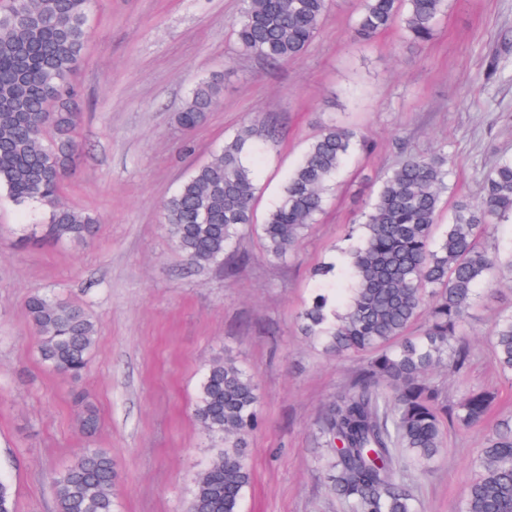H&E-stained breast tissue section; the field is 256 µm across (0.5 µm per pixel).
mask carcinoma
I'll use <instances>...</instances> for the list:
<instances>
[{"label":"carcinoma","instance_id":"carcinoma-1","mask_svg":"<svg viewBox=\"0 0 512 512\" xmlns=\"http://www.w3.org/2000/svg\"><path fill=\"white\" fill-rule=\"evenodd\" d=\"M92 0H6L0 4V193L17 205L39 204L47 223L26 239L82 243L98 218L62 202L63 179L79 142L78 92L70 81L86 51ZM331 0H242L235 23L240 51L273 62L301 56L320 32ZM448 0H361L352 42L368 46L390 30L395 49L423 47L435 36ZM224 94V74L190 90L176 122L203 124ZM254 123L224 140L194 168L163 208L175 247L195 266L224 263L244 228L253 223L258 192L253 170ZM356 128L331 119L289 174L280 202L259 225L266 257L285 261L317 223L325 195L349 158L368 148ZM450 159L440 150L408 156L383 174L352 227L356 244L345 251L346 287L318 288L298 313L304 335L336 357L361 354L367 367L324 413L317 444L330 449L328 483L346 512H414L415 486L407 460L430 462L446 445L447 424L482 423L496 394L464 380L470 310L497 280L512 272V248L495 242L496 223L512 216V159L484 175L476 200L462 198L436 232ZM41 362L70 381L82 378L95 345L96 324L82 307L39 290L25 302ZM422 321L416 333L411 327ZM499 370L512 381V310L497 319L491 340ZM461 378L448 406L433 374ZM254 376L230 357H217L198 388L194 415L221 441L198 474L187 512H240L252 473L244 459L258 426ZM83 430L100 418L83 408ZM480 477L458 512H512V420L495 424L477 459ZM112 455L85 448L51 476L56 512H117Z\"/></svg>","mask_w":512,"mask_h":512}]
</instances>
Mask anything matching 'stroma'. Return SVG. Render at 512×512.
<instances>
[{"instance_id":"1","label":"stroma","mask_w":512,"mask_h":512,"mask_svg":"<svg viewBox=\"0 0 512 512\" xmlns=\"http://www.w3.org/2000/svg\"><path fill=\"white\" fill-rule=\"evenodd\" d=\"M240 0H95L85 58L72 76L82 95L83 146L64 179L68 205L96 214L85 243L19 240L42 223L38 207L0 195V479L16 512H55L48 476L76 449L111 451L118 512H186L197 473L218 448L193 406L207 364L230 356L260 389L258 430L245 458L252 484L241 512H345L330 494L317 423L364 365L314 348L296 316L320 282L313 271L344 247L376 178L406 155L445 149L454 166L443 215L478 199L485 172L512 157V0H448L435 40L394 50L349 40L359 0H334L300 57L270 63L240 53L231 25ZM496 78H489L490 68ZM220 71L224 95L204 124L175 120L201 78ZM278 146L256 170L254 224L223 266H193L162 222V205L246 120ZM374 143L352 155L317 224L287 262L269 260L258 231L308 143L329 119ZM36 290L69 298L93 317L96 342L83 378L70 383L39 361L24 305ZM512 308V282L472 309L466 379L498 389L490 420L512 419V383L489 336ZM84 393L101 427L85 438L71 395ZM484 428L449 429L447 446L416 489L418 512H456L479 475Z\"/></svg>"}]
</instances>
